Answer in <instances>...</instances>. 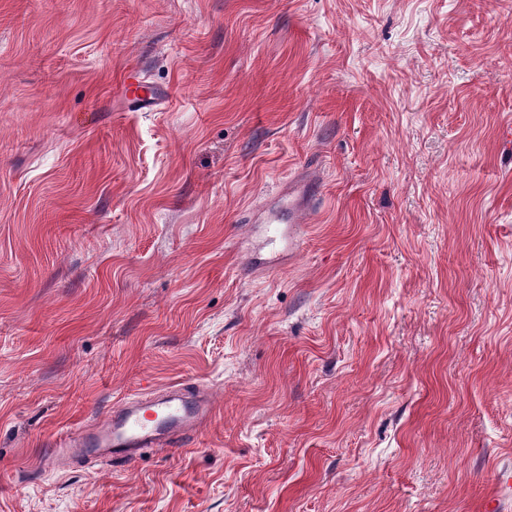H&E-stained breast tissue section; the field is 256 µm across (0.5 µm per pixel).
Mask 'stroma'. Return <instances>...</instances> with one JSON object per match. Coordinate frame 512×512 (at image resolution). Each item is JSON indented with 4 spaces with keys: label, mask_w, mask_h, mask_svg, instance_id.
<instances>
[{
    "label": "stroma",
    "mask_w": 512,
    "mask_h": 512,
    "mask_svg": "<svg viewBox=\"0 0 512 512\" xmlns=\"http://www.w3.org/2000/svg\"><path fill=\"white\" fill-rule=\"evenodd\" d=\"M509 124L512 0H0V512H484ZM178 384L216 408L191 445L51 464ZM127 80L134 79L136 83H130L129 85L136 84V97L134 101V106L138 110H143L146 112H158L163 108H168L172 101L173 96L170 92L157 94L155 92L150 91L145 85H143V81H141L139 73H129L126 77ZM315 205L309 181L288 183V224H304L312 215Z\"/></svg>",
    "instance_id": "35a3bbf8"
}]
</instances>
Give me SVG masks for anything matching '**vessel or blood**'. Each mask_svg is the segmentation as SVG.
Segmentation results:
<instances>
[{"mask_svg": "<svg viewBox=\"0 0 512 512\" xmlns=\"http://www.w3.org/2000/svg\"><path fill=\"white\" fill-rule=\"evenodd\" d=\"M135 92V107L146 112L160 111L173 101L171 93L158 94L142 84ZM314 205L310 182L289 183V223H305ZM213 414L214 406L204 391L177 386L122 401L104 419L55 434L51 445L60 456L95 455L130 462L146 449L187 443Z\"/></svg>", "mask_w": 512, "mask_h": 512, "instance_id": "1", "label": "vessel or blood"}]
</instances>
